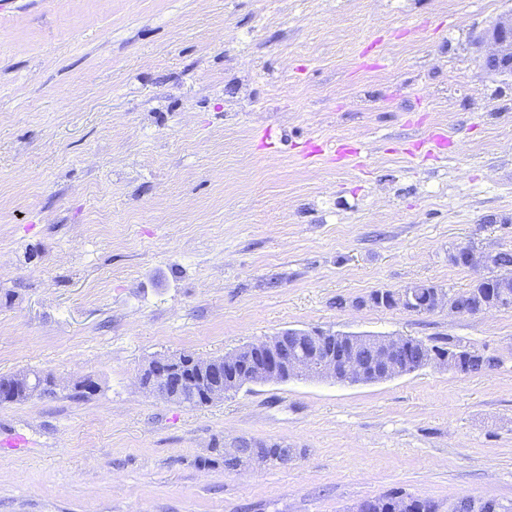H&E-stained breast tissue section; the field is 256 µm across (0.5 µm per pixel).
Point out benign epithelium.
<instances>
[{
  "label": "benign epithelium",
  "mask_w": 512,
  "mask_h": 512,
  "mask_svg": "<svg viewBox=\"0 0 512 512\" xmlns=\"http://www.w3.org/2000/svg\"><path fill=\"white\" fill-rule=\"evenodd\" d=\"M483 70L512 74V11L494 18L476 40ZM451 261L477 272L482 282L489 270L499 298L478 305L469 304L443 288L431 291L424 308L417 307L412 287L393 294L390 304L409 312L429 313L440 309L458 315H478L501 308L512 296V271L503 272L496 252L473 245L459 246ZM486 359L480 350L463 342L448 344V352L434 353L425 344L417 345L404 336H344L319 329L291 330L249 344L224 358L204 359L195 355L183 362L177 355L152 359L143 370L150 379L139 378L140 386L162 399L197 398L211 403L224 400L235 386L282 382L292 376L330 379L339 383H372L409 375L427 366L457 373H469L475 359Z\"/></svg>",
  "instance_id": "obj_1"
}]
</instances>
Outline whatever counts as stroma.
Returning a JSON list of instances; mask_svg holds the SVG:
<instances>
[{"label": "stroma", "mask_w": 512, "mask_h": 512, "mask_svg": "<svg viewBox=\"0 0 512 512\" xmlns=\"http://www.w3.org/2000/svg\"><path fill=\"white\" fill-rule=\"evenodd\" d=\"M512 0H12L0 10V512H351L393 490L512 512V309L355 307L512 250ZM497 216L494 224L486 216ZM497 358L199 407L138 377L290 329ZM92 380L94 392L74 385ZM293 460L225 469V440ZM476 43L483 70L512 74V11L494 18Z\"/></svg>", "instance_id": "1"}]
</instances>
